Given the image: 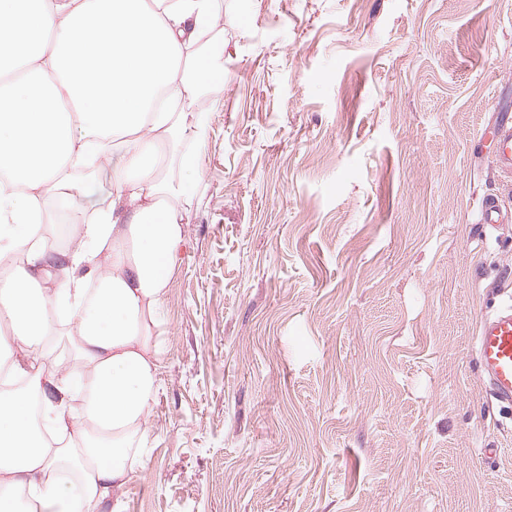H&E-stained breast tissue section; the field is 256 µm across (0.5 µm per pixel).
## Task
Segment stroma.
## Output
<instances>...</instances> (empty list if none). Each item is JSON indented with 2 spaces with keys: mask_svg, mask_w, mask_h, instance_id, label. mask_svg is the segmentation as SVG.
Masks as SVG:
<instances>
[{
  "mask_svg": "<svg viewBox=\"0 0 512 512\" xmlns=\"http://www.w3.org/2000/svg\"><path fill=\"white\" fill-rule=\"evenodd\" d=\"M237 3L121 512H512L474 349L512 289V223L480 221L512 213V0ZM83 186L56 246L112 202ZM494 140L496 141L493 160L499 171L507 176H512V120L504 115L494 128Z\"/></svg>",
  "mask_w": 512,
  "mask_h": 512,
  "instance_id": "obj_1",
  "label": "stroma"
}]
</instances>
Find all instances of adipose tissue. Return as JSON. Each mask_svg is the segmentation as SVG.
I'll use <instances>...</instances> for the list:
<instances>
[{
    "instance_id": "ef3b65f1",
    "label": "adipose tissue",
    "mask_w": 512,
    "mask_h": 512,
    "mask_svg": "<svg viewBox=\"0 0 512 512\" xmlns=\"http://www.w3.org/2000/svg\"><path fill=\"white\" fill-rule=\"evenodd\" d=\"M218 0H0V512H107L139 464L163 356L157 329L184 242L168 145L202 144L224 90ZM195 103L184 112V99ZM112 204L66 248L34 235L81 173ZM68 317L76 356L43 364Z\"/></svg>"
}]
</instances>
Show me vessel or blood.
I'll return each mask as SVG.
<instances>
[{
  "label": "vessel or blood",
  "instance_id": "obj_1",
  "mask_svg": "<svg viewBox=\"0 0 512 512\" xmlns=\"http://www.w3.org/2000/svg\"><path fill=\"white\" fill-rule=\"evenodd\" d=\"M493 160L499 171L512 176V121L501 118L494 129ZM479 368L490 397L500 406L512 408V298L504 300L485 316L475 339Z\"/></svg>",
  "mask_w": 512,
  "mask_h": 512
}]
</instances>
